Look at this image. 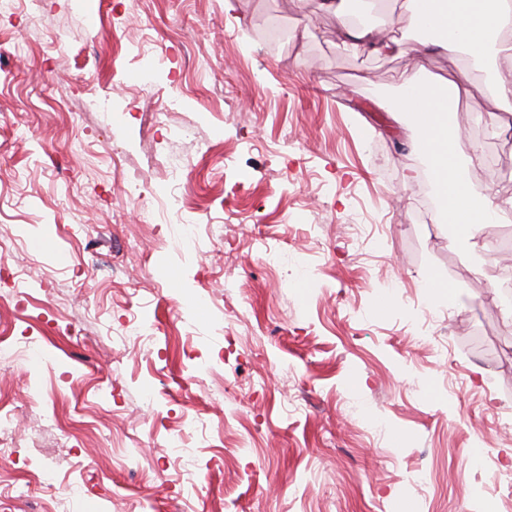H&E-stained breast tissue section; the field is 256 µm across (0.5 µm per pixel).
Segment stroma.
Masks as SVG:
<instances>
[{
  "instance_id": "obj_1",
  "label": "stroma",
  "mask_w": 512,
  "mask_h": 512,
  "mask_svg": "<svg viewBox=\"0 0 512 512\" xmlns=\"http://www.w3.org/2000/svg\"><path fill=\"white\" fill-rule=\"evenodd\" d=\"M322 2L0 16V243L40 301L0 274V332L28 342L0 365V512H512V264L498 225L468 247L426 211L417 133L388 108L413 55L431 80L466 59L427 51L406 0L352 15L388 55ZM472 78L459 153L495 154V179L468 178L509 197L512 132ZM346 3H348L347 0H326L323 2L324 7L339 19V32L343 37L355 40L358 44L377 53H391L398 50L399 44L385 38L381 32L372 28H360L352 24L347 19Z\"/></svg>"
}]
</instances>
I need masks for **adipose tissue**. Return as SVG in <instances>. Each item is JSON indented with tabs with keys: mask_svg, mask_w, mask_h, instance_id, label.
<instances>
[{
	"mask_svg": "<svg viewBox=\"0 0 512 512\" xmlns=\"http://www.w3.org/2000/svg\"><path fill=\"white\" fill-rule=\"evenodd\" d=\"M347 0H325V8L339 20V32L377 53L398 50L397 42L371 28L357 27L347 18ZM412 22L430 34L436 48L462 52L467 68L447 79L431 81L414 73L402 85L395 105L411 115L421 136L413 149L428 164L434 195L449 223L469 229L477 224L512 221V197L498 195L494 187L475 189L466 176V165L481 161L480 146H473L466 161H459L461 138L448 121V110L469 93V72L496 64L512 73V55L504 54L498 41L512 35V0H408Z\"/></svg>",
	"mask_w": 512,
	"mask_h": 512,
	"instance_id": "adipose-tissue-1",
	"label": "adipose tissue"
}]
</instances>
